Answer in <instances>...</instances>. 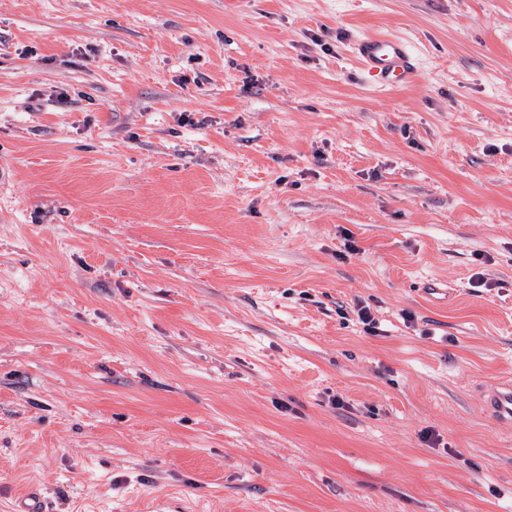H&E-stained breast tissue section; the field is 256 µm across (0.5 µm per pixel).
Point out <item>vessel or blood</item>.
<instances>
[{
  "label": "vessel or blood",
  "instance_id": "vessel-or-blood-1",
  "mask_svg": "<svg viewBox=\"0 0 512 512\" xmlns=\"http://www.w3.org/2000/svg\"><path fill=\"white\" fill-rule=\"evenodd\" d=\"M353 56L380 91L411 79L417 71L413 50L402 37L390 34H366L351 46ZM486 408L493 419L512 421V380L506 379L485 391Z\"/></svg>",
  "mask_w": 512,
  "mask_h": 512
}]
</instances>
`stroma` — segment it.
Wrapping results in <instances>:
<instances>
[{
    "label": "stroma",
    "instance_id": "1",
    "mask_svg": "<svg viewBox=\"0 0 512 512\" xmlns=\"http://www.w3.org/2000/svg\"><path fill=\"white\" fill-rule=\"evenodd\" d=\"M0 170V512H512V0H0ZM351 52L370 77L371 85L379 91L408 81L417 71L410 44L399 36L366 34L355 40ZM487 412L495 420L512 421V380L506 379L484 391Z\"/></svg>",
    "mask_w": 512,
    "mask_h": 512
}]
</instances>
